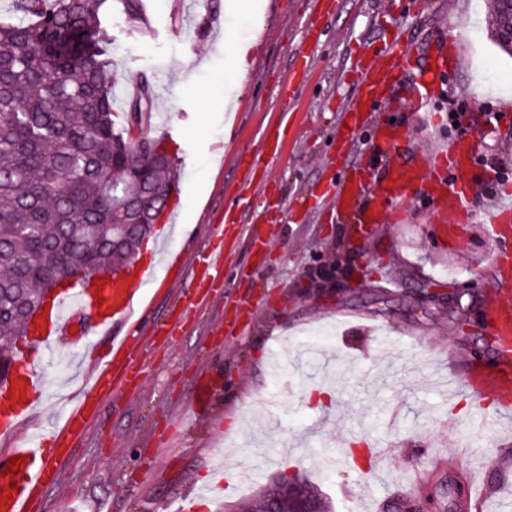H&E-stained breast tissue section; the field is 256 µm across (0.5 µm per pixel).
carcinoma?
Segmentation results:
<instances>
[{"mask_svg": "<svg viewBox=\"0 0 512 512\" xmlns=\"http://www.w3.org/2000/svg\"><path fill=\"white\" fill-rule=\"evenodd\" d=\"M149 27L144 0H8L0 8V362L8 377L28 314L59 275H116L133 262L151 224H123L127 200L165 212L175 156L150 132L152 86L114 121L113 9ZM281 512L318 489L294 478L275 484Z\"/></svg>", "mask_w": 512, "mask_h": 512, "instance_id": "carcinoma-1", "label": "carcinoma"}]
</instances>
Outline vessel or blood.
Instances as JSON below:
<instances>
[{
	"label": "vessel or blood",
	"mask_w": 512,
	"mask_h": 512,
	"mask_svg": "<svg viewBox=\"0 0 512 512\" xmlns=\"http://www.w3.org/2000/svg\"><path fill=\"white\" fill-rule=\"evenodd\" d=\"M458 62L456 50L443 43L430 52L425 65H417L400 39H393L385 63L374 62L360 68L354 94L343 109L344 126L339 130L340 135L348 143L357 137L380 103L391 99L397 73L415 71L414 96L423 100L447 77L449 65ZM406 135V128L383 123L377 125L374 139L378 149L386 151L395 148ZM472 153L470 140L460 137L425 161L386 163L383 175L375 179L365 177L361 170H352L351 181L339 183L335 196L328 199L327 204L335 208L344 223L356 225L358 231L363 232L368 225L386 223L408 196L425 195L432 200L435 223L455 226L461 218H474L478 210L463 169L464 159ZM488 231L495 243V263L500 276L499 291L490 300L498 315L499 346L494 371L477 373L476 378L484 391L507 396L512 394V264L507 261L512 254V208L491 211ZM188 264L203 269L210 279L224 278V261L220 255L196 254L188 260L182 254L170 252L164 257V265L169 269ZM149 280L145 270L132 268L99 289L92 285L68 289L56 305L43 335L47 343L71 337L76 320L72 307L91 312L81 337L83 350L98 357L89 372V392L115 394L125 389L128 380L139 377L134 355L141 344L134 334L128 332L113 337L105 357L99 354L101 345L97 335L113 325L137 320L138 305ZM43 392L38 366L32 360H23L19 377L0 386L1 436L11 433ZM90 419L86 398L70 402L61 425L49 438L54 439L57 447H73ZM49 438L42 434L31 435L15 448L0 453V484L6 486L13 482L19 487L11 500L0 501V512H36L38 487L45 479L54 480L59 475L57 466L46 464L38 468L34 465L36 459L46 456L45 441ZM17 456L23 459L22 468L15 476H7L9 462Z\"/></svg>",
	"instance_id": "1"
}]
</instances>
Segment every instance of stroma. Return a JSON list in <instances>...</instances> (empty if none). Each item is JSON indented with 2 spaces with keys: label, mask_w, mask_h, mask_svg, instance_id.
<instances>
[{
  "label": "stroma",
  "mask_w": 512,
  "mask_h": 512,
  "mask_svg": "<svg viewBox=\"0 0 512 512\" xmlns=\"http://www.w3.org/2000/svg\"><path fill=\"white\" fill-rule=\"evenodd\" d=\"M262 15L231 0H145L148 30L113 14L105 34L121 77L118 97L136 79L154 92L152 135L177 127L172 146L177 191L174 226L155 228L153 251L224 255L223 282L151 267L161 286L149 290L138 330L147 336L145 373L127 393L93 398L92 420L60 465V480L40 491L44 512H168L195 498L221 457L239 471L265 469L197 512H240L273 480L301 474L319 485L331 512L358 496L359 512H388L412 497L428 512H449L448 492L470 487L456 512H512V400L485 394L498 423L473 440L470 390L449 393L436 372L468 382L473 368L496 361L485 317L498 288L485 216L441 237L427 200L409 196L389 223L355 235L320 202V189L350 173L336 163L340 109L355 71L376 60L393 36L411 52L453 43L462 63L435 92L463 94L488 112L512 100V57L490 38L494 0H443L430 17L416 0H263ZM320 25L307 80L291 103L293 118L266 168L237 164L264 150L281 122L280 90L306 26ZM258 37L260 45L237 89L235 112L224 110L231 66L224 40ZM473 164L481 200H512V120L473 127ZM448 114L412 128L404 158H427L447 143ZM441 289L420 303L416 288ZM168 335L150 341L155 320ZM389 351L376 359L378 335ZM77 344L45 357L47 392L19 434L51 433L66 401L86 386L74 375ZM327 384L334 396L311 392ZM372 442L361 476L325 469L320 450L347 434ZM289 449L287 462L277 449Z\"/></svg>",
  "instance_id": "stroma-1"
}]
</instances>
